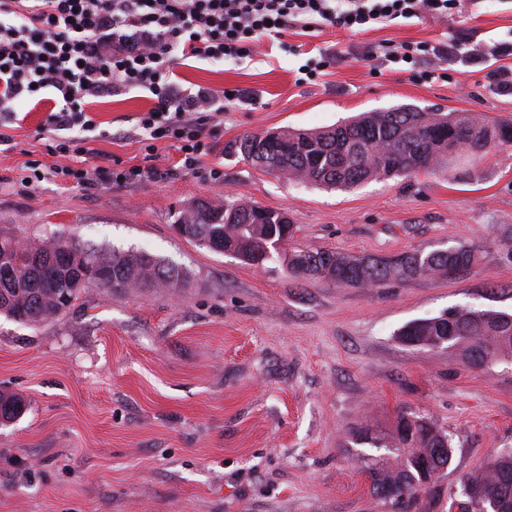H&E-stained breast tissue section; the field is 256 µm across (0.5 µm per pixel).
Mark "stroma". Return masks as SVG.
<instances>
[{
	"label": "stroma",
	"mask_w": 512,
	"mask_h": 512,
	"mask_svg": "<svg viewBox=\"0 0 512 512\" xmlns=\"http://www.w3.org/2000/svg\"><path fill=\"white\" fill-rule=\"evenodd\" d=\"M459 33L512 37V0H463L446 17L360 34L289 32L248 59L176 64L180 88L246 96L225 102L210 129L214 154L193 170L176 148L152 152L131 137L149 92L92 100L98 161L150 172L107 190L25 182L27 165L55 161L38 134L49 104L16 103L14 141L0 151V228L142 250L186 279L147 293L91 285L37 327L0 315V394L25 403L0 424V512H392L371 492L362 463L371 448L354 432L366 422L388 430L402 411L431 417L452 440L450 466L410 512H462V479L512 450V358L476 368L398 332L461 305L512 313V147L349 190L263 173L238 149L250 135L400 105L512 119V96L484 65L458 62L426 81L385 60L389 46L426 49ZM316 46L336 61L298 82ZM222 196L286 212L307 248L489 252L451 279L369 289L299 280L284 259L250 265L177 233L184 209Z\"/></svg>",
	"instance_id": "1"
}]
</instances>
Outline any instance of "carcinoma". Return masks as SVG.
Returning <instances> with one entry per match:
<instances>
[{"mask_svg": "<svg viewBox=\"0 0 512 512\" xmlns=\"http://www.w3.org/2000/svg\"><path fill=\"white\" fill-rule=\"evenodd\" d=\"M433 121V126L448 130V140L461 156L485 149L490 143L512 145V122H485L475 116L450 112H424L398 107L386 112H366L342 125L312 130L291 131L286 142L266 144L257 136L245 138L240 145L244 159L256 169L288 180L323 188L350 189L368 180L395 175L433 171L445 164L447 140L419 136L417 127ZM261 149L266 163H257L254 149ZM282 212L224 198L203 204L179 218L188 225L186 238L215 252L224 245L234 246L235 257L248 264L260 253L269 261L280 256L270 238L293 240L297 228L281 221ZM14 246L8 277L0 276V315L16 322L39 326L64 312L84 290L81 271L65 258L69 250H80L90 260L108 264L112 278L102 286L109 293L175 288L184 281V273L174 265L138 250L116 251L93 246L81 247L62 239L51 249L35 247L17 239L12 232L0 230V246ZM485 249L463 245L430 252L413 251L394 257L353 256L335 249L295 248L288 253V269L297 279H325L338 287L375 288L391 280L446 278L448 270L467 272L484 259ZM406 345L416 341L439 339L444 347L462 352L485 365L498 358H512V314L475 310L460 306L442 315L420 319L398 333ZM24 408L16 396L0 395V420L10 422ZM357 440L385 453L367 459L366 470L372 477L371 489L385 503L386 491H394L408 500L427 491L426 474L418 466L424 457L436 458V467L446 469L452 459L451 441L445 430L432 419L402 412L390 432L376 435L364 424L356 430ZM512 476V451L495 457L480 471L469 474L462 494L475 512H512V485L503 478Z\"/></svg>", "mask_w": 512, "mask_h": 512, "instance_id": "1", "label": "carcinoma"}]
</instances>
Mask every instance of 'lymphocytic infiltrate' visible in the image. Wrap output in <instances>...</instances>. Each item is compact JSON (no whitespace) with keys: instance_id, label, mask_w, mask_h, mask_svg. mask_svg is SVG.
Masks as SVG:
<instances>
[{"instance_id":"f902f5d3","label":"lymphocytic infiltrate","mask_w":512,"mask_h":512,"mask_svg":"<svg viewBox=\"0 0 512 512\" xmlns=\"http://www.w3.org/2000/svg\"><path fill=\"white\" fill-rule=\"evenodd\" d=\"M460 0H0V146L11 145L16 101L52 92L40 134L55 143L49 173L61 185L108 189L146 178L147 170L69 161L79 135L95 131L90 99L148 91L152 106L136 125L144 140L173 142L186 169L211 156L206 129L224 118L236 90H181L170 77L176 61L221 62L250 57L262 38L301 27L364 33L399 18L444 17ZM467 59L490 66L497 89L512 95V39L476 42L458 35L416 59L409 46L386 59L416 62L426 78L442 64Z\"/></svg>"}]
</instances>
